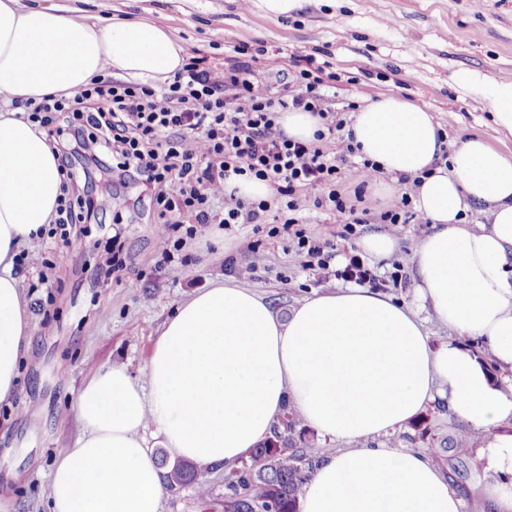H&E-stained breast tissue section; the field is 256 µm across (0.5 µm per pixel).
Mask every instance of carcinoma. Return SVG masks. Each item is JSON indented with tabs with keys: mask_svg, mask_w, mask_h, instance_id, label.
<instances>
[{
	"mask_svg": "<svg viewBox=\"0 0 512 512\" xmlns=\"http://www.w3.org/2000/svg\"><path fill=\"white\" fill-rule=\"evenodd\" d=\"M298 422L293 413L285 416L282 428H274L271 436L232 470L224 487L222 512H264L270 504L279 512H298L300 496L322 454V449L309 442L287 451ZM165 481L171 490L193 487L203 509L212 508L211 488L200 480L195 465L184 463L177 470L167 469Z\"/></svg>",
	"mask_w": 512,
	"mask_h": 512,
	"instance_id": "carcinoma-1",
	"label": "carcinoma"
}]
</instances>
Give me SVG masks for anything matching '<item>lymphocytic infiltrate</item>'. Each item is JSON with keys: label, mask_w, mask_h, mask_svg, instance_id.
I'll use <instances>...</instances> for the list:
<instances>
[{"label": "lymphocytic infiltrate", "mask_w": 512, "mask_h": 512, "mask_svg": "<svg viewBox=\"0 0 512 512\" xmlns=\"http://www.w3.org/2000/svg\"><path fill=\"white\" fill-rule=\"evenodd\" d=\"M232 51L220 70L199 69L197 57H190L159 89L101 75L71 98L16 99L11 106L46 130L60 152L64 182L78 181L72 158L91 142L100 147L89 157L98 172L145 181L163 260L181 247L173 239L177 229L192 237L209 224L272 222L294 226L292 249L304 268L328 270L331 245L299 230L303 212L314 208L344 215L346 239L364 221L339 188L341 164L358 156L359 148L328 93L338 76L307 57L292 80L273 91L258 72L276 70L281 59L255 56L245 44ZM288 110L320 118L314 140L283 135L279 119ZM235 179L265 182L271 194L262 199L228 195L225 185ZM418 184L401 176L395 200L380 214L394 235L423 221L413 209Z\"/></svg>", "instance_id": "1"}]
</instances>
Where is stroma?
<instances>
[{"label":"stroma","instance_id":"stroma-1","mask_svg":"<svg viewBox=\"0 0 512 512\" xmlns=\"http://www.w3.org/2000/svg\"><path fill=\"white\" fill-rule=\"evenodd\" d=\"M28 5L68 8L80 23L110 25L113 19L151 20L198 50L202 69L221 67L231 47L248 43L290 59L314 56L339 76L337 108L365 106L394 93L434 112L449 146L488 132L491 114L482 89L489 80L512 79V0H331L309 5L297 16L273 18L259 0H26ZM470 74L474 85L457 82ZM383 175L363 183L357 162L343 169L340 189L361 192L370 215L357 235L381 230L379 215L389 201ZM307 230L334 244L330 274L302 269L287 238H272L252 224L232 229L207 225L185 239L183 261L163 264L150 199L140 187L114 185L109 206L97 223L73 226L67 238L48 233L38 260L20 266L22 293L32 316L29 347L18 372L15 397L0 403V512H50L48 485L55 455L79 432L72 410L84 384L102 367L125 366L144 381L145 366L163 323L198 291L237 279L253 251L264 267L246 285L280 314L302 300L346 283L335 273L352 254L340 239V220L316 210ZM118 225L126 268L100 273L102 229ZM432 230L409 224L394 254L368 264L395 301L417 303L413 247ZM400 287H393V273ZM466 428L443 406L421 414L408 429L384 436L396 448H437V467L463 494V512H483L488 474L473 446H457Z\"/></svg>","mask_w":512,"mask_h":512}]
</instances>
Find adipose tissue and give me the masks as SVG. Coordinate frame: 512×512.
<instances>
[{"instance_id":"ef3b65f1","label":"adipose tissue","mask_w":512,"mask_h":512,"mask_svg":"<svg viewBox=\"0 0 512 512\" xmlns=\"http://www.w3.org/2000/svg\"><path fill=\"white\" fill-rule=\"evenodd\" d=\"M183 41L147 19L78 24L57 7L0 0V97H69L110 72L173 78ZM492 129L512 135V80L485 91ZM363 156L391 178L421 177L414 201L432 232L413 249L417 289L451 336L431 344L418 313L352 287L300 302L287 317L252 289L218 283L163 324L144 381L99 369L73 408L80 433L50 474L51 512H159L164 494L146 428L171 460L241 462L293 408L335 443L305 485L299 512H461L428 454L366 440L406 429L434 399L475 433L490 473L486 512H512V157L485 136L462 141L441 167L433 113L396 94L356 112ZM59 158L36 124L0 110V402L17 387L31 331L17 257L57 216ZM485 220L467 221L472 209Z\"/></svg>"}]
</instances>
